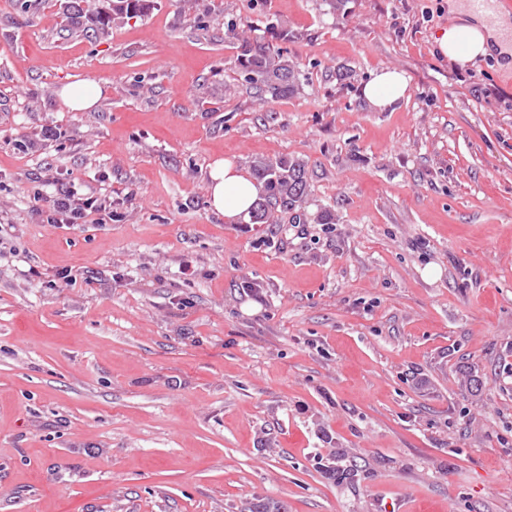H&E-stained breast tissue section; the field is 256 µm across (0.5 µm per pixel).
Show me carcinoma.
<instances>
[{
  "label": "carcinoma",
  "instance_id": "carcinoma-1",
  "mask_svg": "<svg viewBox=\"0 0 512 512\" xmlns=\"http://www.w3.org/2000/svg\"><path fill=\"white\" fill-rule=\"evenodd\" d=\"M151 0H113L115 15L140 16ZM238 65L244 81L259 96L280 98L296 93L301 86L298 68L281 51L268 45L242 41ZM253 177L263 190L250 215L251 224H272L280 214H297L309 195L305 163L293 157L256 158L251 162ZM240 512H288V506L273 499L253 498Z\"/></svg>",
  "mask_w": 512,
  "mask_h": 512
}]
</instances>
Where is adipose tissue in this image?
Instances as JSON below:
<instances>
[{"mask_svg":"<svg viewBox=\"0 0 512 512\" xmlns=\"http://www.w3.org/2000/svg\"><path fill=\"white\" fill-rule=\"evenodd\" d=\"M450 12L455 21L441 30L435 39L439 53L450 63L466 66L477 58L503 48L512 34V18L505 14L488 16L473 12L460 0H450ZM406 76L392 69L381 70L365 86L368 102L386 108L407 96ZM260 194V188L249 174L228 159L216 160L208 171V204L223 215L226 223H237L247 217Z\"/></svg>","mask_w":512,"mask_h":512,"instance_id":"obj_1","label":"adipose tissue"}]
</instances>
